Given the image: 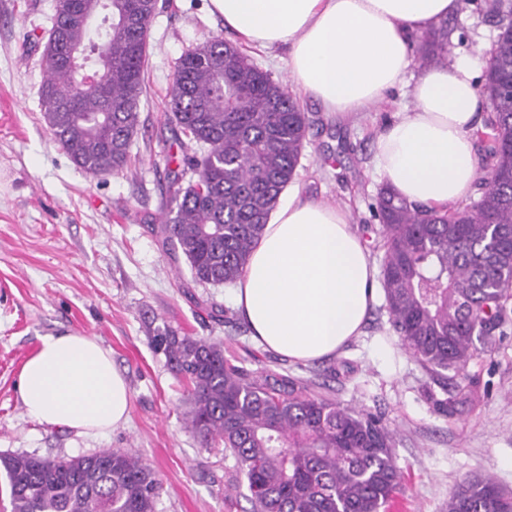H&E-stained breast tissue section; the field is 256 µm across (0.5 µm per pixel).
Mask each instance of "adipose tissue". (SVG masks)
<instances>
[{
  "label": "adipose tissue",
  "instance_id": "obj_1",
  "mask_svg": "<svg viewBox=\"0 0 512 512\" xmlns=\"http://www.w3.org/2000/svg\"><path fill=\"white\" fill-rule=\"evenodd\" d=\"M244 43L286 51L294 85L327 117L350 119L385 102L412 65L410 35L435 28L460 0H210ZM480 64L429 68L413 105L374 145L377 173L410 203L454 207L480 169L473 131L484 109ZM376 299L374 270L342 207L293 192L275 209L235 290L259 345L282 357H329L362 332ZM25 414L77 434L129 419L131 393L111 350L69 332L41 337L18 384Z\"/></svg>",
  "mask_w": 512,
  "mask_h": 512
}]
</instances>
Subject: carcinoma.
Returning a JSON list of instances; mask_svg holds the SVG:
<instances>
[{
	"mask_svg": "<svg viewBox=\"0 0 512 512\" xmlns=\"http://www.w3.org/2000/svg\"><path fill=\"white\" fill-rule=\"evenodd\" d=\"M155 5L135 0H58L44 45L43 119L73 163L94 177L124 170L137 134L148 33ZM77 50L103 79L57 59ZM448 28L425 34L417 61L447 60ZM512 25L500 26L482 85L491 112L474 136L489 143L491 184L454 209L411 204L383 187L374 205L380 280L402 348L433 376L460 371L490 348L512 299ZM184 154L172 170L154 227L194 280H240L270 213L292 182L311 120L288 87L237 46L209 39L177 62L167 115ZM193 178L184 180L186 173ZM148 325L147 343L188 388L185 428L201 447L232 455L250 512H381L401 491L394 434L375 416L270 371L247 374L220 343ZM11 512H156L162 485L137 454L105 448L50 459L0 456ZM446 512H512V496L484 476L448 496Z\"/></svg>",
	"mask_w": 512,
	"mask_h": 512,
	"instance_id": "cac0c4a2",
	"label": "carcinoma"
}]
</instances>
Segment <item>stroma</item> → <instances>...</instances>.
<instances>
[{
	"label": "stroma",
	"mask_w": 512,
	"mask_h": 512,
	"mask_svg": "<svg viewBox=\"0 0 512 512\" xmlns=\"http://www.w3.org/2000/svg\"><path fill=\"white\" fill-rule=\"evenodd\" d=\"M485 3L462 0L449 19V57L488 62L499 28ZM55 13L56 0H0V454L67 458L131 448L162 483L156 512H248L244 495L224 494L234 458L209 454L184 427L187 392L147 344L144 318L154 315L180 333L223 342L225 356L246 371L305 379L314 393L380 417L394 433L405 484L390 512H444L451 492L486 474L512 494V320L462 370L461 392L443 389L399 347L381 299L362 336L336 355L292 362L252 339L232 287L194 282L186 261L162 249L152 226L168 162L180 153L166 123L174 67L203 41L232 38L209 0H158L130 160L105 178L74 165L40 111L42 51ZM292 95L313 121L293 188L346 207L380 262L370 210L382 184L374 143L411 106L410 86L350 120L327 118L300 90ZM66 332L111 349L131 392L127 424L88 437L25 416L21 369L41 337Z\"/></svg>",
	"instance_id": "1"
}]
</instances>
